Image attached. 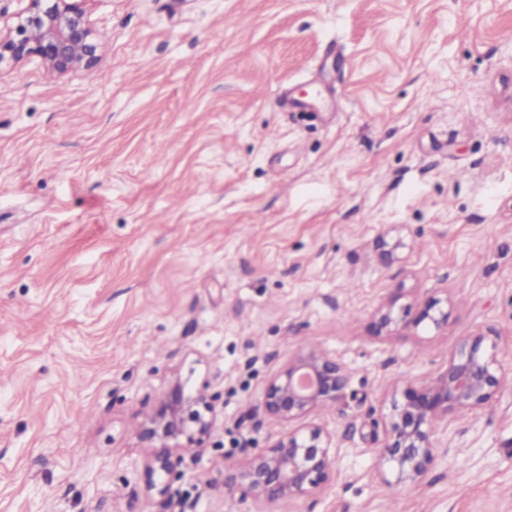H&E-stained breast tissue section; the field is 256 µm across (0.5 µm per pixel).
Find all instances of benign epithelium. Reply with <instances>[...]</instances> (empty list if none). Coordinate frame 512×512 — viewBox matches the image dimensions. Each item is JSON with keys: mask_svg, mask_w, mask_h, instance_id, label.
I'll return each instance as SVG.
<instances>
[{"mask_svg": "<svg viewBox=\"0 0 512 512\" xmlns=\"http://www.w3.org/2000/svg\"><path fill=\"white\" fill-rule=\"evenodd\" d=\"M18 22L0 32V66L37 60L52 75L91 70L100 59V37L93 30L85 0H27ZM429 322L448 323L441 300L426 303L415 316L409 310L379 311L377 327L387 332ZM483 338L465 340L444 371L431 380L410 382L403 400L392 403L384 417L386 439L372 448L381 480L395 487L421 483L435 462L438 448L448 443V428L457 416L483 408L505 382L495 355L482 349ZM348 375L335 358L309 352L288 362L267 384L263 406L283 422H294L312 410L335 402L347 386ZM214 407L206 396L184 391L177 383L163 400L161 410L142 432L155 443L147 470L148 489L164 496L178 458L182 437L193 440L210 426ZM332 435L322 426H301L282 433L270 446L259 449L246 464L234 469L224 487L240 491V502L257 508L291 502L323 490L331 481Z\"/></svg>", "mask_w": 512, "mask_h": 512, "instance_id": "7a95c632", "label": "benign epithelium"}]
</instances>
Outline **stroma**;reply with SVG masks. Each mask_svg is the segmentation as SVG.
I'll list each match as a JSON object with an SVG mask.
<instances>
[{
    "label": "stroma",
    "instance_id": "35a3bbf8",
    "mask_svg": "<svg viewBox=\"0 0 512 512\" xmlns=\"http://www.w3.org/2000/svg\"><path fill=\"white\" fill-rule=\"evenodd\" d=\"M87 8L95 69H0V512H240L227 468L311 350L348 372L305 418L334 475L273 512H512V0ZM433 296L447 325L375 333ZM475 334L508 381L385 484L393 394ZM179 381L215 416L161 497L139 432Z\"/></svg>",
    "mask_w": 512,
    "mask_h": 512
}]
</instances>
